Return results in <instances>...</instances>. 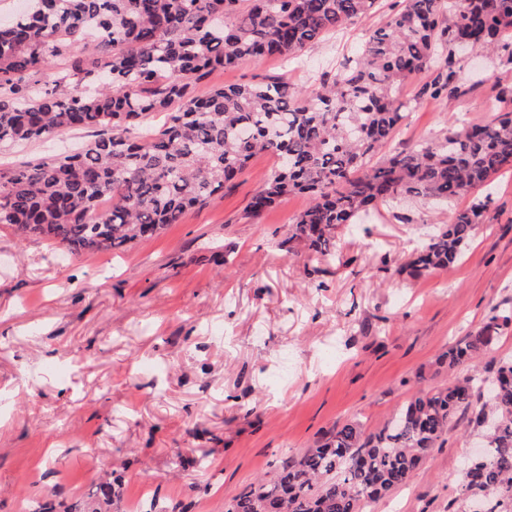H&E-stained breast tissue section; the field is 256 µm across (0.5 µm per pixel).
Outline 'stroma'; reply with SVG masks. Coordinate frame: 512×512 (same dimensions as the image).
<instances>
[{"mask_svg":"<svg viewBox=\"0 0 512 512\" xmlns=\"http://www.w3.org/2000/svg\"><path fill=\"white\" fill-rule=\"evenodd\" d=\"M366 25L327 35L297 59L242 60L206 91L262 76L316 86L354 56ZM466 84L422 102L401 151L492 119L499 70L464 62ZM88 131L0 149V166L83 145ZM272 156L252 159L224 197L124 250L67 258L0 225V512H67L106 480L107 512H225L281 461L347 421L382 428L418 389L447 386L448 349L512 310V169L495 180L489 222L462 261L422 277L407 264L451 207L381 208L338 231L326 261L288 229L307 205L283 197L247 214ZM468 416L373 512H448L474 456Z\"/></svg>","mask_w":512,"mask_h":512,"instance_id":"obj_1","label":"stroma"}]
</instances>
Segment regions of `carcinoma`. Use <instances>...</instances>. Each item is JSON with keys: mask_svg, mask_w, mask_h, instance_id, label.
<instances>
[{"mask_svg": "<svg viewBox=\"0 0 512 512\" xmlns=\"http://www.w3.org/2000/svg\"><path fill=\"white\" fill-rule=\"evenodd\" d=\"M380 0H30L0 27V146L42 142L63 130L95 138L70 155L0 169V224L67 255L120 250L153 237L224 196L260 154L278 159L249 203L257 218L283 197L309 204L288 240L335 257L336 232L402 198H435L454 210L416 251L415 276L461 261L488 220L491 185L512 167V109L487 123L385 154L424 99L460 93L458 43L498 60V100L512 103V0H400L365 30L356 57L303 91L283 79L196 90L203 76L249 59L299 54L327 34L364 22ZM427 73L414 96L396 90ZM158 114L160 126L152 125ZM495 315L448 351V368L472 363ZM482 436L452 512H512V359L445 388L415 392L381 429L348 421L322 444L282 462L272 480L237 495L225 512H365L405 485L459 410ZM99 484L79 512H102Z\"/></svg>", "mask_w": 512, "mask_h": 512, "instance_id": "cac0c4a2", "label": "carcinoma"}]
</instances>
